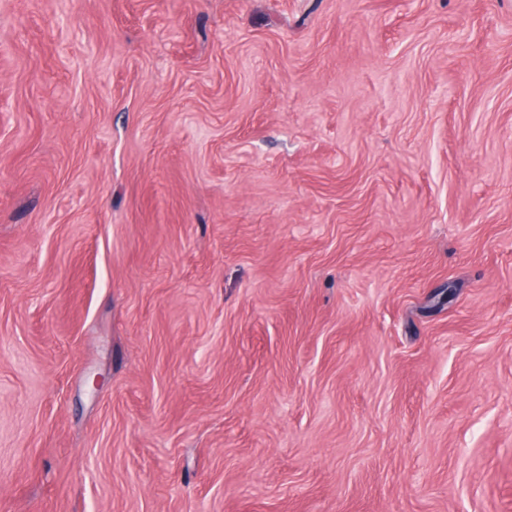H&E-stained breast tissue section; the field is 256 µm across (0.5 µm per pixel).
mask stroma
<instances>
[{"mask_svg":"<svg viewBox=\"0 0 512 512\" xmlns=\"http://www.w3.org/2000/svg\"><path fill=\"white\" fill-rule=\"evenodd\" d=\"M0 512H512V0H0Z\"/></svg>","mask_w":512,"mask_h":512,"instance_id":"1","label":"stroma"}]
</instances>
